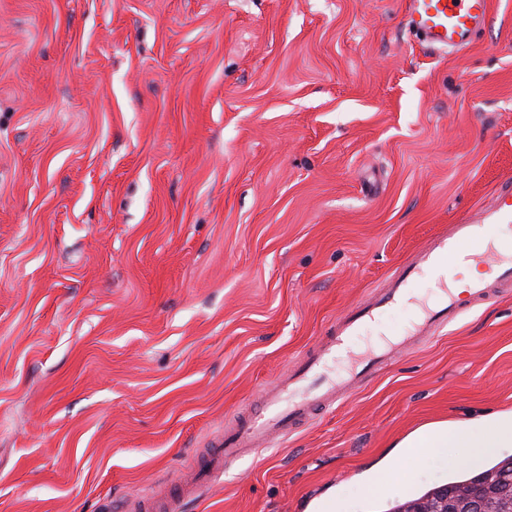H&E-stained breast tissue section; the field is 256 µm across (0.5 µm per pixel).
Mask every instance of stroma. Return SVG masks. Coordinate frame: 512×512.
<instances>
[{
  "label": "stroma",
  "mask_w": 512,
  "mask_h": 512,
  "mask_svg": "<svg viewBox=\"0 0 512 512\" xmlns=\"http://www.w3.org/2000/svg\"><path fill=\"white\" fill-rule=\"evenodd\" d=\"M406 0H0V512L177 484L336 317L512 178V0L440 52ZM402 304L353 337L401 339ZM512 412V290L186 512H390ZM394 481L368 493L376 470ZM512 446V423L497 421L484 426L480 421L432 423L425 425L398 442L395 448H432L440 453L443 448H470L459 465H473L491 455L496 448Z\"/></svg>",
  "instance_id": "35a3bbf8"
}]
</instances>
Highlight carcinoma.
Here are the masks:
<instances>
[{
    "instance_id": "1",
    "label": "carcinoma",
    "mask_w": 512,
    "mask_h": 512,
    "mask_svg": "<svg viewBox=\"0 0 512 512\" xmlns=\"http://www.w3.org/2000/svg\"><path fill=\"white\" fill-rule=\"evenodd\" d=\"M445 500L448 512H476L477 501L481 503V512H512V456L470 478L459 477L432 488L396 506L393 512H407V507L416 502L440 512Z\"/></svg>"
}]
</instances>
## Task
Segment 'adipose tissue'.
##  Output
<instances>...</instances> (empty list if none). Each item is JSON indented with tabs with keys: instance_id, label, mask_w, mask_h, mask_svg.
<instances>
[{
	"instance_id": "adipose-tissue-1",
	"label": "adipose tissue",
	"mask_w": 512,
	"mask_h": 512,
	"mask_svg": "<svg viewBox=\"0 0 512 512\" xmlns=\"http://www.w3.org/2000/svg\"><path fill=\"white\" fill-rule=\"evenodd\" d=\"M402 448H462L464 464L473 465L491 455L495 449L512 446V423L502 420L493 426L480 421L432 423L425 425L401 440Z\"/></svg>"
}]
</instances>
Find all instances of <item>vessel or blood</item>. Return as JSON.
Masks as SVG:
<instances>
[{
  "instance_id": "1",
  "label": "vessel or blood",
  "mask_w": 512,
  "mask_h": 512,
  "mask_svg": "<svg viewBox=\"0 0 512 512\" xmlns=\"http://www.w3.org/2000/svg\"><path fill=\"white\" fill-rule=\"evenodd\" d=\"M406 17L409 27L430 46L462 49L489 24V0H408ZM487 224L512 228L511 187L501 189L490 204L430 239L368 303L338 316L329 336L300 360L287 379L263 391L260 412L239 417L225 428L221 447L203 457L198 482L189 489L177 486L171 490L165 504L167 512H182L186 499L207 497L212 482L222 474L227 461L257 453L291 434L301 422L311 418L316 407L329 406L336 398L372 380L397 358L401 348L432 336L436 329L455 322L464 311L490 299L501 289L512 288V253L501 252L494 242L484 241L482 228ZM461 252L476 264L494 267L496 277L471 282L468 297L463 301L448 281H441L436 301L419 300V316L401 344L355 357L347 374L330 376L329 364L347 350L350 336L376 321L386 309L413 298L416 284Z\"/></svg>"
}]
</instances>
